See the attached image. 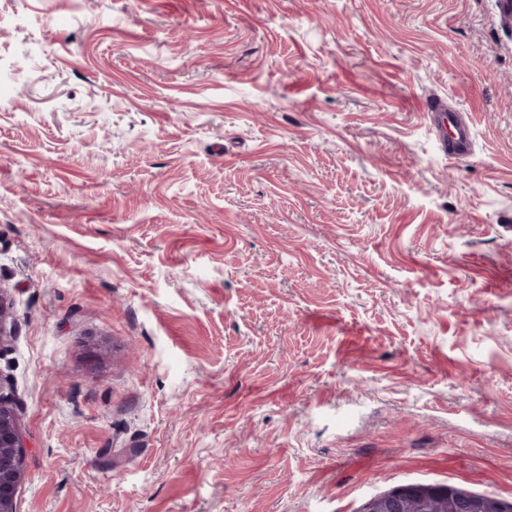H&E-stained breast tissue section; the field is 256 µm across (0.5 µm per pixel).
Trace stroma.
Here are the masks:
<instances>
[{
	"mask_svg": "<svg viewBox=\"0 0 512 512\" xmlns=\"http://www.w3.org/2000/svg\"><path fill=\"white\" fill-rule=\"evenodd\" d=\"M0 291L17 512L512 501L502 0H0ZM421 110L422 112L442 113L443 127L445 131L449 132V135L445 138V144H442V148H445V153H448V157L457 159L468 154L471 130L461 121L457 112L447 111L446 108H442L438 100L432 98H426L421 103ZM438 501L441 512H511L512 502L487 499L464 490L446 487L397 488L365 502L359 512H408L410 504H417L419 512H431Z\"/></svg>",
	"mask_w": 512,
	"mask_h": 512,
	"instance_id": "35a3bbf8",
	"label": "stroma"
}]
</instances>
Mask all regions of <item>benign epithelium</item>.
Segmentation results:
<instances>
[{"label": "benign epithelium", "instance_id": "obj_1", "mask_svg": "<svg viewBox=\"0 0 512 512\" xmlns=\"http://www.w3.org/2000/svg\"><path fill=\"white\" fill-rule=\"evenodd\" d=\"M5 382L0 374V512H16L15 494L24 472L25 453L17 401L3 392ZM435 501L440 504V512H512V502L479 497L454 487L397 488L368 500L359 512H409L411 504L418 505L419 512H432Z\"/></svg>", "mask_w": 512, "mask_h": 512}]
</instances>
